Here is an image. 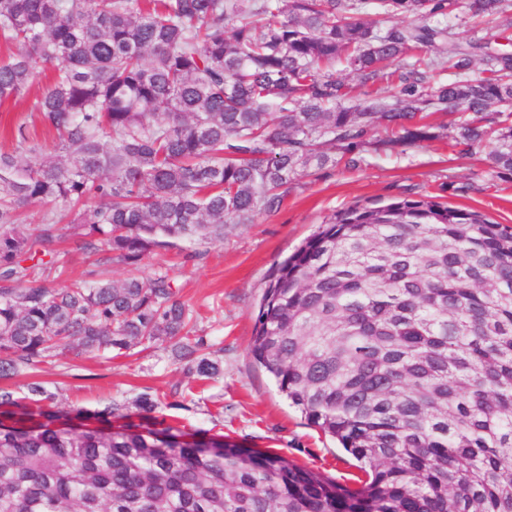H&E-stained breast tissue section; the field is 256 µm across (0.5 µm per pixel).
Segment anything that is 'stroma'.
I'll return each mask as SVG.
<instances>
[{
  "label": "stroma",
  "instance_id": "obj_1",
  "mask_svg": "<svg viewBox=\"0 0 512 512\" xmlns=\"http://www.w3.org/2000/svg\"><path fill=\"white\" fill-rule=\"evenodd\" d=\"M52 71L51 65L37 64L25 97L0 104V152L12 151L20 126L30 139L44 142L32 103ZM490 150L485 144L466 156L443 136L367 154L355 168L341 162L299 179L277 211L250 224L228 225L223 241H178L135 264L117 261L103 246L82 250L75 239L64 237L53 246L55 264L46 281L62 284L99 272L114 280L167 275L186 306L194 338L204 341L221 372L211 379L189 374L175 340L164 337L112 359L70 352L25 368L4 384L20 395L28 383L40 382L66 406L95 409L115 400L123 403L125 414L135 413L138 395H157L162 400L157 416L184 433L221 435L252 451L272 450L348 484L358 472L356 460L309 426L248 354L269 275L333 213L355 205L428 196L512 225V175L498 173Z\"/></svg>",
  "mask_w": 512,
  "mask_h": 512
}]
</instances>
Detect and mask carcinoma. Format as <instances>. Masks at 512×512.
I'll return each instance as SVG.
<instances>
[{
  "label": "carcinoma",
  "mask_w": 512,
  "mask_h": 512,
  "mask_svg": "<svg viewBox=\"0 0 512 512\" xmlns=\"http://www.w3.org/2000/svg\"><path fill=\"white\" fill-rule=\"evenodd\" d=\"M421 25L376 29L369 6ZM456 0H0V103H34L50 147L18 130L0 153V378L178 337L211 378L165 275L30 284L64 229L136 263L173 241L219 242L276 211L288 186L342 159L439 138L424 113L463 105L467 155L496 134L512 175V51L463 41ZM512 40V0H469ZM262 24H257V21ZM435 50L430 64L421 53ZM486 75L470 76L476 57ZM412 61L401 67L404 57ZM341 61L382 84L355 106ZM455 73L432 82V66ZM63 204L67 213L57 209ZM51 206L32 228L21 213ZM253 361L366 479L339 485L277 453L154 416L158 396L57 407L40 383L0 387V512H512V225L431 198L334 213L270 275ZM138 418V422L131 418Z\"/></svg>",
  "instance_id": "1"
}]
</instances>
